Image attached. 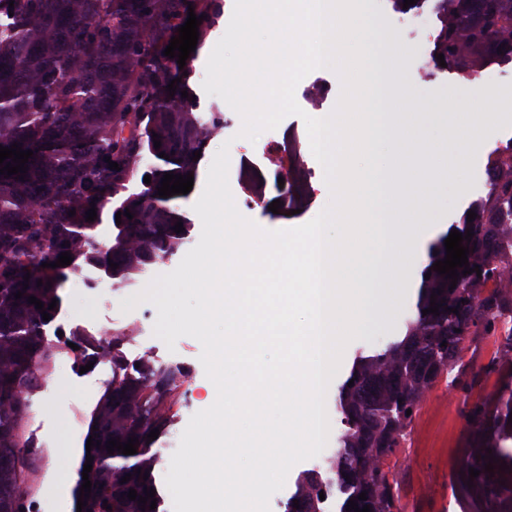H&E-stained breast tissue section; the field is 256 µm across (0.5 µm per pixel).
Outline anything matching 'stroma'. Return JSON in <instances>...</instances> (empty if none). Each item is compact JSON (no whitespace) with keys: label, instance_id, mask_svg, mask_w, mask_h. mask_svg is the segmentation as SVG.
Instances as JSON below:
<instances>
[{"label":"stroma","instance_id":"35a3bbf8","mask_svg":"<svg viewBox=\"0 0 512 512\" xmlns=\"http://www.w3.org/2000/svg\"><path fill=\"white\" fill-rule=\"evenodd\" d=\"M224 13L206 41L196 46L188 58L194 71L191 87L197 95L196 113L201 118L222 113L233 124L217 136L206 148L200 161L192 190L171 201L170 206L186 215L191 227L183 243L162 260L149 268L148 277L173 271L183 257L199 241L202 223L193 209L200 198L207 180L212 159L221 146L229 148V178H236L240 165L252 166L265 187L254 207L241 208L243 217L259 227L270 224H304L316 217L329 203L330 194L324 180L322 165L310 149H303L302 157L312 171V190L307 205L300 213L280 208L271 212L272 201L282 198L278 185L279 174L262 159L268 141L283 142L290 136H305L307 128L304 114L329 112L335 107L341 92L339 77L332 70L320 68L306 75L297 85L295 98L302 108V115H290L276 129L262 132L256 140L240 137V124L235 123V111L220 97L207 95L202 87L210 53L225 34L231 20L235 0H223ZM367 16L372 29L369 43L381 45L395 60L393 84L397 95L390 105L394 112H492L497 116L492 133L480 136L469 149L466 165L458 184L441 187L432 216L435 236L450 234L454 225L463 223L468 216V185L476 164L484 161L489 148L500 141L512 140V62L496 55L494 44L488 43L466 51L452 67L432 65L430 75L422 80H412L417 64L418 38L422 30L436 25L432 15H422L410 21H401L390 0H367ZM429 240L415 246L417 260L407 278L398 284L397 300L386 323L374 334L349 342L344 350L340 368L329 384L326 394V411L330 424L326 452L336 448V437L342 429L336 412V394L344 380L349 362L357 349H380L399 334L405 322L415 311L421 273L428 262ZM63 309L68 310V330L81 333L82 343L99 348L100 357L86 372L69 365L52 362L46 378L27 396L34 423L26 434L39 452L36 479L42 480L45 493L41 498L42 512H77V487L83 448L91 430L97 408L112 386V369L115 362H124L127 369L151 363L173 366L186 373V389L178 393L168 425L154 440L152 451L156 456L151 466L152 483L157 491L159 512H173L172 497L165 484L171 457L179 445L190 418L198 411L209 408L217 391L207 378L200 361L202 346L190 336L177 339L174 348L153 333V319L143 322L139 340H127L122 331L123 313L119 307L122 299L131 296V289L117 286L113 291L80 286L60 288ZM454 374L468 380L470 392H450V377L443 375L432 384L428 397L420 409V420L403 441L400 448L389 456L391 477L399 487L403 512H456L463 499L457 489L460 469L455 459L432 448L425 418L445 410L452 411L458 424L453 433L455 447L472 445V434L466 420L469 409L479 403L484 392L485 379L494 376L498 386L492 394L497 418L496 434L504 451L497 454V462L512 467V343L501 342L499 349H492L489 336L470 330L462 341L460 358ZM453 374V375H454ZM69 435L70 446L61 450L55 443L62 435ZM71 474L69 482L60 479L61 470Z\"/></svg>","mask_w":512,"mask_h":512}]
</instances>
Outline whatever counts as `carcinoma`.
Masks as SVG:
<instances>
[{"mask_svg":"<svg viewBox=\"0 0 512 512\" xmlns=\"http://www.w3.org/2000/svg\"><path fill=\"white\" fill-rule=\"evenodd\" d=\"M446 2L448 22L438 43L445 56L457 58L492 37L512 33V24L480 29L466 24L471 0ZM190 5L196 16H205L198 25L202 39L221 12V0H0V145L17 143L33 151L25 179L0 174V456L23 462L36 455L22 414L26 396L57 352V346L44 340L46 322L28 297L40 299L53 317L56 310L49 304H61L58 290L79 261L106 267L113 262L118 268L112 275L129 277L183 239L174 227L184 217L168 206L169 199L157 195V187L167 172L194 173L198 161L193 152L205 151L211 131L224 125L220 113L207 124L193 112L192 98L181 97V91H191L189 77L177 59L164 55L171 38L179 36L177 28ZM176 78L171 97L166 87ZM155 137L161 141L158 150ZM146 150L157 160L150 169L151 183L113 208L114 214L123 212L115 242H98L86 210L93 202L100 214L127 192ZM111 161L120 170L110 169ZM508 198L512 171L492 183L482 211ZM126 211L134 217L125 216ZM464 229L474 236L462 246L469 249L471 262L484 269L483 276L459 279L452 290L447 275L427 268L431 276L422 280L405 335L381 350L356 355L339 386L336 410L344 429L336 439L334 474L345 494L340 512H352L350 499L360 509L370 506V512H401L390 472L375 465L370 449L384 448L389 455L399 447L417 419L428 381L455 367L463 332L450 309L479 300L468 327L487 336L500 333L505 311L512 310V291L479 292V286L500 277L504 260L512 259V218L487 228L497 241L492 252L483 250L481 225L470 222ZM66 251L73 257L71 264L42 267ZM18 291L23 296L17 300ZM433 293L448 310L431 321L423 310L430 307ZM419 345L428 356L425 362L410 355ZM181 377L179 369L159 366L138 378L112 380L94 422L91 455L98 463L88 473L91 497L82 512H152L124 496L125 472L113 467L112 460L125 455L117 449L108 453L107 441L125 443L138 436L131 478L152 488L147 435L165 425ZM323 483L318 473L299 479L289 512L296 502L304 512H317ZM29 488L28 468L0 465V512H14L12 500L1 493L24 497ZM362 492L364 500L358 499Z\"/></svg>","mask_w":512,"mask_h":512,"instance_id":"carcinoma-1","label":"carcinoma"}]
</instances>
